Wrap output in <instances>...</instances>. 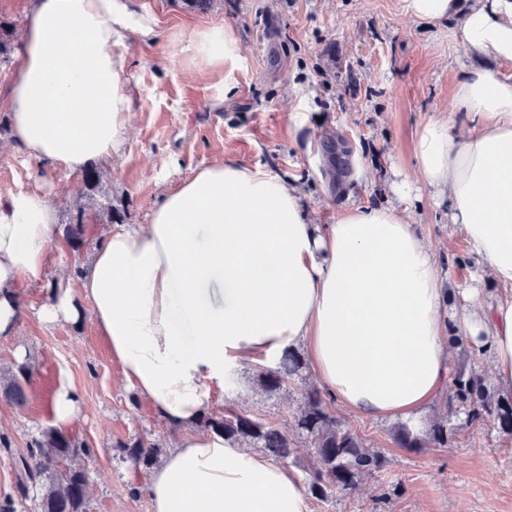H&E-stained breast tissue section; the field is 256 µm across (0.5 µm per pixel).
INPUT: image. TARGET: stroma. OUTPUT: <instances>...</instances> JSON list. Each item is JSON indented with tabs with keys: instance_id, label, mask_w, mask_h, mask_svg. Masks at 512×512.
I'll return each mask as SVG.
<instances>
[{
	"instance_id": "1",
	"label": "stroma",
	"mask_w": 512,
	"mask_h": 512,
	"mask_svg": "<svg viewBox=\"0 0 512 512\" xmlns=\"http://www.w3.org/2000/svg\"><path fill=\"white\" fill-rule=\"evenodd\" d=\"M133 6L159 20L162 36L154 42L134 37L127 46L134 116L123 159L101 170L96 191H87L81 172L39 168L10 145L7 113L0 109V146L7 148L0 153V187L49 193L60 229L73 203H81L89 240L76 251L54 242L47 285L24 290L16 332L0 338V368L13 365L21 346L33 363L26 405L0 399V435L9 442L0 447V499L14 495L15 512H37L35 495L18 494L15 460L54 426L50 399L64 378L81 395L67 432L92 448L86 472L93 512H151L143 491L149 471L121 462L116 444L141 437L165 456L182 432L137 395L91 320L48 325L37 312L49 299V283L63 277L77 287L74 269L89 265L104 209L118 224L147 223L163 193L216 153L295 181L318 224L335 223L355 205L403 203L432 244L444 283L494 289L454 233L447 206L437 205L432 188L419 181L414 145L428 120L451 115L466 123L465 113L450 111L464 67L511 79L512 62L452 41L448 22L415 19L403 0H217L204 12L181 0H133ZM224 24L242 47L230 71L189 48L197 34ZM335 133L348 143L350 170L333 184L324 174L322 143ZM403 179L413 188L401 200L391 186ZM258 371L255 364L234 367L223 389L213 392L212 409L235 405L292 429L288 403L302 384H317L316 375L305 370L303 383L290 392L270 394L259 387ZM330 409L388 463L349 495L309 499V512H512V437L493 419L471 427L458 412L447 447L409 449L393 439L397 419H365L335 399Z\"/></svg>"
}]
</instances>
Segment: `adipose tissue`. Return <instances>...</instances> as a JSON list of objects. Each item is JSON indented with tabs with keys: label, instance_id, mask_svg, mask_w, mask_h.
Returning <instances> with one entry per match:
<instances>
[{
	"label": "adipose tissue",
	"instance_id": "obj_1",
	"mask_svg": "<svg viewBox=\"0 0 512 512\" xmlns=\"http://www.w3.org/2000/svg\"><path fill=\"white\" fill-rule=\"evenodd\" d=\"M419 20L455 19L450 38L512 61V0H403ZM161 34L131 0H29L5 101L10 141L42 168L121 159L134 100L126 42ZM234 66L239 39L215 26L192 43ZM453 116L422 124L415 158L448 221L496 284L455 294L407 209L355 206L313 223L297 186L221 160L168 190L147 223L98 238L77 288L58 283L42 322L91 319L126 379L183 432L146 486L152 512H308L293 472L198 421L233 366L303 346L327 393L358 416L418 418L444 385L450 335L488 353L512 392V81L466 69ZM49 194L0 189V336L22 289L41 285L55 239ZM462 304L447 313L454 296Z\"/></svg>",
	"mask_w": 512,
	"mask_h": 512
}]
</instances>
